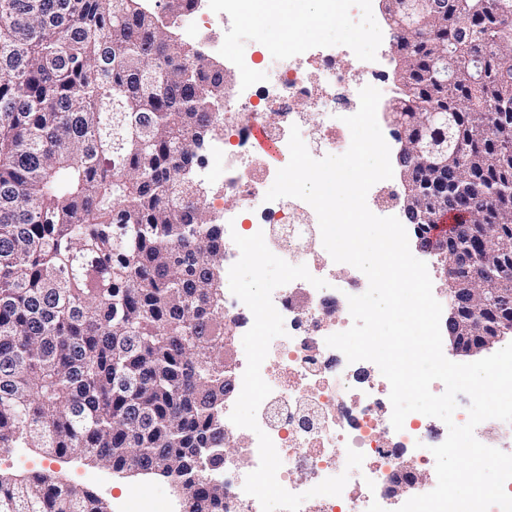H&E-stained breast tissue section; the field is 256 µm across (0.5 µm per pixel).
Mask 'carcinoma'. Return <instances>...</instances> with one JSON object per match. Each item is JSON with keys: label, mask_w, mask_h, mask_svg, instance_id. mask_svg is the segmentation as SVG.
<instances>
[{"label": "carcinoma", "mask_w": 512, "mask_h": 512, "mask_svg": "<svg viewBox=\"0 0 512 512\" xmlns=\"http://www.w3.org/2000/svg\"><path fill=\"white\" fill-rule=\"evenodd\" d=\"M512 0H433V41L483 62L445 86L436 45L410 31L407 0L387 20L419 69L396 85V135L429 112L425 138L453 133L448 170L473 224L512 225L498 152L512 130ZM144 0H0V448L83 455L194 487L185 512H224V235L188 185L193 129L224 80L191 64ZM158 83L147 81V74ZM456 113L448 129V112ZM0 512H108L97 497L34 472L0 474Z\"/></svg>", "instance_id": "obj_1"}]
</instances>
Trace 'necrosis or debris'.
I'll list each match as a JSON object with an SVG mask.
<instances>
[{"mask_svg":"<svg viewBox=\"0 0 512 512\" xmlns=\"http://www.w3.org/2000/svg\"><path fill=\"white\" fill-rule=\"evenodd\" d=\"M251 0H196L183 24L190 36L214 20L237 28L250 17ZM358 44L336 43L317 52L298 43L284 47L273 62L261 64L251 55L228 53L235 74L224 91L226 116H237L231 128L234 141H211L208 165L197 168V180L223 187L207 205L223 223L237 222L235 212L225 210V197L252 202L251 232H263L268 248L294 265H306L312 275L324 269L319 221L305 201L283 197L266 200L264 187L277 174L254 150L253 132L261 130L281 163H288L291 127L320 130L315 157L345 151L350 131L346 116L357 112L362 84L353 81L340 64L341 56L363 54ZM316 107L304 115L303 103ZM366 276L349 278L337 288H315L298 279L278 287L272 301L284 320L285 335L277 337L274 355L261 365V376L271 393L257 411V422L273 441L288 466L277 479L289 492L300 494L346 468V449L364 454L361 468L351 471L340 496H316L305 500L300 512H386L378 493L381 484L400 467L413 473L429 468L434 441L426 417L409 414L402 430L391 424L390 384L384 376L365 382L345 355L328 347V336L347 330L351 315H339V294L366 291ZM307 472L308 482L294 480Z\"/></svg>","mask_w":512,"mask_h":512,"instance_id":"1","label":"necrosis or debris"}]
</instances>
